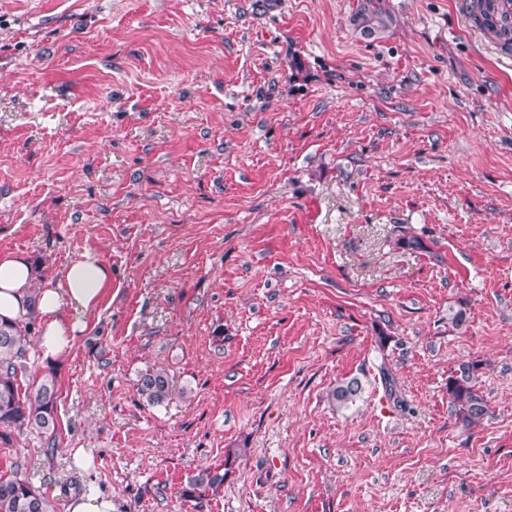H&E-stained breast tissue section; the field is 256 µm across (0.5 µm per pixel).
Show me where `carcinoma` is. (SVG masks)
I'll return each mask as SVG.
<instances>
[{
	"mask_svg": "<svg viewBox=\"0 0 512 512\" xmlns=\"http://www.w3.org/2000/svg\"><path fill=\"white\" fill-rule=\"evenodd\" d=\"M353 22L361 36L369 39L387 29L392 17L385 0H357ZM481 24L494 39L512 42V22L505 23L488 12ZM36 315L24 323L0 321V447L12 448L14 438L35 433L46 444L45 454L55 452L58 384L54 368L49 367L38 383L24 385L29 369V337L35 329ZM478 364L462 362L448 378V398L460 423L472 427L488 414V404L477 388ZM361 390L359 382L350 380L336 386L331 397L340 405L354 401ZM138 394L147 403L161 405L171 399L173 385L167 372L154 369L143 374L138 382ZM224 485L219 468H205L189 481L186 494L195 495ZM0 512H55L52 501L31 479L13 469L0 475Z\"/></svg>",
	"mask_w": 512,
	"mask_h": 512,
	"instance_id": "carcinoma-1",
	"label": "carcinoma"
}]
</instances>
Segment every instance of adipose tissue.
Returning <instances> with one entry per match:
<instances>
[{"label": "adipose tissue", "instance_id": "1", "mask_svg": "<svg viewBox=\"0 0 512 512\" xmlns=\"http://www.w3.org/2000/svg\"><path fill=\"white\" fill-rule=\"evenodd\" d=\"M31 261L20 253L0 254V317L25 320L36 312L41 324L38 348L43 358L68 352L85 329L81 312L93 308L111 279V271L91 253L64 266L60 280L32 297Z\"/></svg>", "mask_w": 512, "mask_h": 512}]
</instances>
